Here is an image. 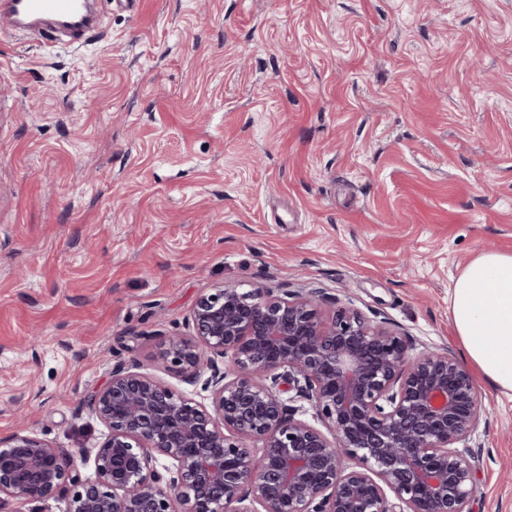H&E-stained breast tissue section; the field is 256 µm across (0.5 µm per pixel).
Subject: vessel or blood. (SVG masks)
Segmentation results:
<instances>
[{
  "mask_svg": "<svg viewBox=\"0 0 512 512\" xmlns=\"http://www.w3.org/2000/svg\"><path fill=\"white\" fill-rule=\"evenodd\" d=\"M0 18L22 40L58 28L77 42L96 24L91 0H0Z\"/></svg>",
  "mask_w": 512,
  "mask_h": 512,
  "instance_id": "b4317fda",
  "label": "vessel or blood"
}]
</instances>
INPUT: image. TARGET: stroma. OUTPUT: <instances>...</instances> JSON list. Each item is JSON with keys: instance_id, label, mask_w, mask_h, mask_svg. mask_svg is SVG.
Returning a JSON list of instances; mask_svg holds the SVG:
<instances>
[{"instance_id": "35a3bbf8", "label": "stroma", "mask_w": 512, "mask_h": 512, "mask_svg": "<svg viewBox=\"0 0 512 512\" xmlns=\"http://www.w3.org/2000/svg\"><path fill=\"white\" fill-rule=\"evenodd\" d=\"M82 46L0 38V439L72 451L88 401L198 299L317 287L460 353L448 290L512 251V0H99ZM474 512H512V395Z\"/></svg>"}]
</instances>
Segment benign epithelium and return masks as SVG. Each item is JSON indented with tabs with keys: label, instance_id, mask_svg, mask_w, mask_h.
Returning <instances> with one entry per match:
<instances>
[{
	"label": "benign epithelium",
	"instance_id": "benign-epithelium-1",
	"mask_svg": "<svg viewBox=\"0 0 512 512\" xmlns=\"http://www.w3.org/2000/svg\"><path fill=\"white\" fill-rule=\"evenodd\" d=\"M325 302L320 288L263 285L201 296L193 334L172 338L166 359L193 375L208 354L210 406L116 367L89 404L109 428L99 446L0 440V505L72 483L66 512H179L183 499L190 512H472L468 441L485 411L470 371ZM288 392L317 423L296 417ZM89 460L96 478L84 480Z\"/></svg>",
	"mask_w": 512,
	"mask_h": 512
}]
</instances>
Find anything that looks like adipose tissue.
Segmentation results:
<instances>
[{
    "label": "adipose tissue",
    "mask_w": 512,
    "mask_h": 512,
    "mask_svg": "<svg viewBox=\"0 0 512 512\" xmlns=\"http://www.w3.org/2000/svg\"><path fill=\"white\" fill-rule=\"evenodd\" d=\"M454 336L466 359L503 393L512 392V252L482 251L449 290Z\"/></svg>",
    "instance_id": "1"
}]
</instances>
